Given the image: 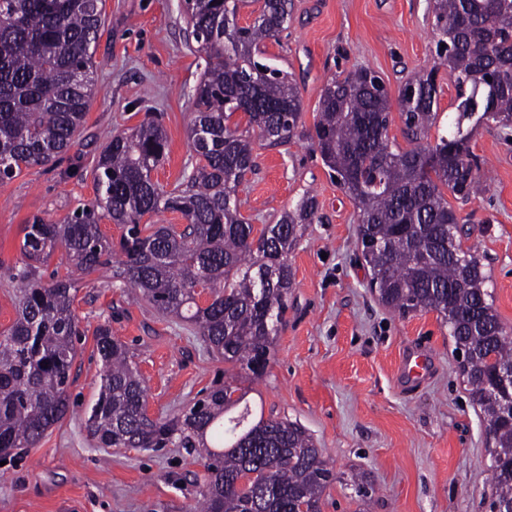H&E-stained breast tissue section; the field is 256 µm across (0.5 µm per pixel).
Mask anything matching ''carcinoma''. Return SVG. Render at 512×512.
Listing matches in <instances>:
<instances>
[{
	"instance_id": "cac0c4a2",
	"label": "carcinoma",
	"mask_w": 512,
	"mask_h": 512,
	"mask_svg": "<svg viewBox=\"0 0 512 512\" xmlns=\"http://www.w3.org/2000/svg\"><path fill=\"white\" fill-rule=\"evenodd\" d=\"M239 24L245 0H185L189 36L209 63L196 89L188 129L191 158L182 182L166 191L151 178L163 160V126L148 119L112 135L92 169L96 196L63 221L24 225L16 318L0 336V448H32L69 408L68 386L81 336L68 279L37 275L58 248L91 275L112 264L99 223L125 228L123 259L112 277L158 312L194 325L224 362L262 377L288 312L290 256L313 223L317 201L303 197L259 236L241 215L236 193L254 171L255 140L288 143L302 98L286 74L258 58L259 44L290 19L291 0H262ZM105 0H0V181L22 168L52 167L72 146L94 94V46ZM438 43L458 99L448 132L427 142L435 124V70L409 79L397 106L407 139H389L391 102L376 72L360 68L332 79L320 97L313 144L358 210V244L371 288L402 315L434 311L448 327L470 396L491 443L490 508L512 507V334L494 309L483 257L463 249L465 225L443 189L468 201L482 192L470 141L491 120L512 126V0H432ZM491 81H486V78ZM247 129L228 125L231 108ZM177 212L187 221L146 224ZM210 296L196 301L197 288ZM100 389L86 426L102 448H202L206 493L201 512H321L333 468L296 421L264 418L241 405L238 388L215 385L181 414L153 419L143 379L126 345L102 324L95 331Z\"/></svg>"
}]
</instances>
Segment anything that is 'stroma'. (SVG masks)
Here are the masks:
<instances>
[{
	"mask_svg": "<svg viewBox=\"0 0 512 512\" xmlns=\"http://www.w3.org/2000/svg\"><path fill=\"white\" fill-rule=\"evenodd\" d=\"M287 29L266 41L265 57L302 96L298 133L287 144L256 146V170L238 188L254 229L275 223L306 195L318 210L291 256L294 286L287 323L262 378L236 370V385L264 417L302 424L339 480L322 512H358L351 475L375 486L370 512H490L486 423L471 402L454 344L436 312L407 316L372 292L357 247V209L330 178L309 139L332 78L367 67L390 95L438 57L431 0H292ZM181 0H105L95 49L94 95L75 142L51 168L0 182V331L16 317L10 269L21 259L33 216L62 220L95 198L92 167L114 133L159 119L167 154L152 173L177 186L190 158L188 126L208 59L188 42ZM484 190L452 206L471 226L463 240L484 258L488 287L512 331V129L480 126L471 140ZM74 310L82 332L68 389L69 410L32 448L0 466V512H198L204 491L199 448H101L85 418L99 389L94 332L111 323L148 387L152 417L169 419L223 381V359L194 327L159 314L114 284L111 272L78 277ZM421 351L428 375L399 374Z\"/></svg>",
	"mask_w": 512,
	"mask_h": 512,
	"instance_id": "obj_1",
	"label": "stroma"
}]
</instances>
